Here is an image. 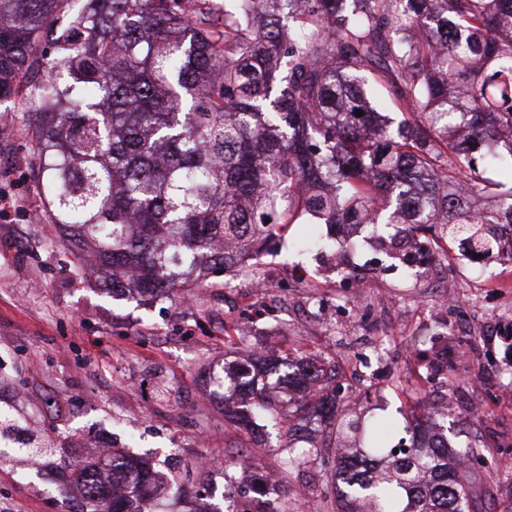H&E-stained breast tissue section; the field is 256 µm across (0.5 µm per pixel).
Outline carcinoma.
Masks as SVG:
<instances>
[{
  "instance_id": "carcinoma-1",
  "label": "carcinoma",
  "mask_w": 512,
  "mask_h": 512,
  "mask_svg": "<svg viewBox=\"0 0 512 512\" xmlns=\"http://www.w3.org/2000/svg\"><path fill=\"white\" fill-rule=\"evenodd\" d=\"M42 61L44 78L21 84ZM19 86L58 242L91 249L114 296L253 274L292 224L309 226L301 250L327 246L318 224H402L409 249L388 257L404 264L435 239L512 249V186L487 176L512 166V0H0L1 106ZM309 365L267 347L263 382L224 371L218 385L245 398L225 419L251 441L259 420L277 431L290 468L304 427L351 439L330 470L336 512L470 510L479 448H449L425 414L401 428L335 398L312 405L328 376L308 384ZM156 475L115 451L67 466L81 512H141Z\"/></svg>"
}]
</instances>
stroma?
I'll return each mask as SVG.
<instances>
[{
  "instance_id": "35a3bbf8",
  "label": "stroma",
  "mask_w": 512,
  "mask_h": 512,
  "mask_svg": "<svg viewBox=\"0 0 512 512\" xmlns=\"http://www.w3.org/2000/svg\"><path fill=\"white\" fill-rule=\"evenodd\" d=\"M33 140L21 113L0 112V194L12 202L0 212V408L52 452L35 462L0 456V512H79L64 464L98 459L103 448L152 456L164 481L191 491L208 476L215 503L227 490L242 497L240 486L225 488L224 461L245 456L252 477H278L270 503L306 512L314 500L335 512L317 450L324 434L310 435L313 452L289 470L276 437L242 447L224 419L214 374L267 345L328 359L345 396L364 407L410 412L418 387L449 393L452 447L479 446L484 458L470 476L474 512H501L496 466L512 458V355L497 330L512 327L511 261L461 259L460 241L449 240L457 286L442 300L425 267L389 259L387 244L364 231L341 260L279 241L256 275L212 278L194 297L115 299L79 275L89 253L59 246L32 188ZM357 276L372 283L359 297L349 288ZM464 320L475 336L464 377L450 384L435 371L451 363Z\"/></svg>"
}]
</instances>
